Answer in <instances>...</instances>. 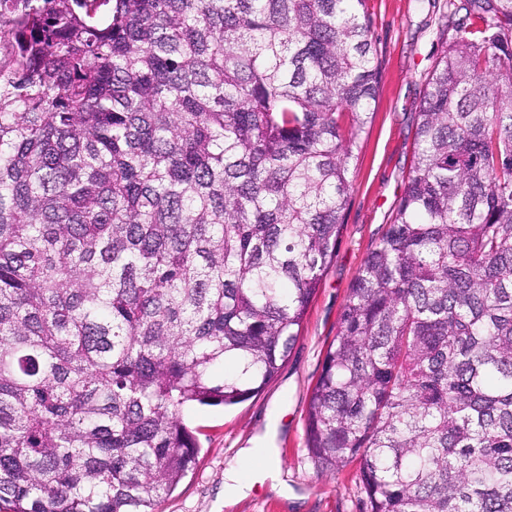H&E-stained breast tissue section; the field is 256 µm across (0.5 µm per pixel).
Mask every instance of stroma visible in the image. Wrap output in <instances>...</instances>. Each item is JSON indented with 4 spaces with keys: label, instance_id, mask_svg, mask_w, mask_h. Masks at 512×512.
Returning a JSON list of instances; mask_svg holds the SVG:
<instances>
[{
    "label": "stroma",
    "instance_id": "obj_1",
    "mask_svg": "<svg viewBox=\"0 0 512 512\" xmlns=\"http://www.w3.org/2000/svg\"><path fill=\"white\" fill-rule=\"evenodd\" d=\"M367 7L380 68L379 90L362 148L351 164L350 202L335 255L277 376L240 404L184 408L183 418L199 440L198 463L159 512H361L363 495L355 466L326 474L311 458L306 409L350 285L389 224L413 164L425 75L456 36L455 29H438L446 0H367ZM262 442L273 448L292 497L277 494L270 479L257 472L250 491L225 501L226 470Z\"/></svg>",
    "mask_w": 512,
    "mask_h": 512
}]
</instances>
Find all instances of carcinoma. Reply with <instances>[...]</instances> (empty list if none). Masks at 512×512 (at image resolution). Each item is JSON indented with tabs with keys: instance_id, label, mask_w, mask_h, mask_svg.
I'll return each instance as SVG.
<instances>
[{
	"instance_id": "obj_1",
	"label": "carcinoma",
	"mask_w": 512,
	"mask_h": 512,
	"mask_svg": "<svg viewBox=\"0 0 512 512\" xmlns=\"http://www.w3.org/2000/svg\"><path fill=\"white\" fill-rule=\"evenodd\" d=\"M456 11L307 404L362 512H512V0ZM378 81L365 0H0V512H157L297 341Z\"/></svg>"
}]
</instances>
